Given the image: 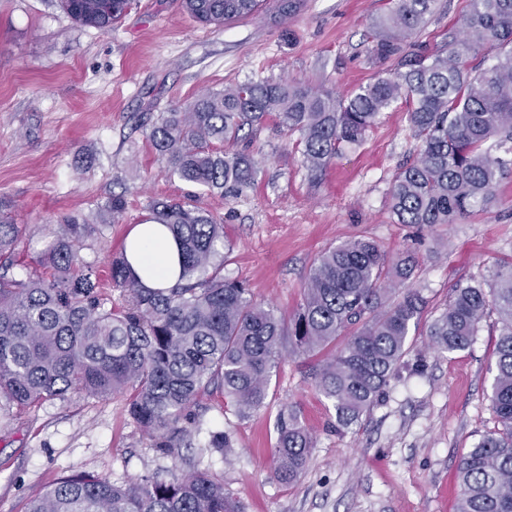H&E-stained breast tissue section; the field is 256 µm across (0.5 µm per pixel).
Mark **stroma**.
I'll use <instances>...</instances> for the list:
<instances>
[{
    "label": "stroma",
    "instance_id": "stroma-1",
    "mask_svg": "<svg viewBox=\"0 0 512 512\" xmlns=\"http://www.w3.org/2000/svg\"><path fill=\"white\" fill-rule=\"evenodd\" d=\"M390 0H300L281 19L264 11L223 28L194 22L181 0H138L109 33L78 26L57 0H0V201L22 224L12 275L32 272L61 220L93 222L81 251L121 306L110 260L153 200L184 198L190 184L169 170L146 132L160 112L248 81L291 77L344 96L378 69L368 34ZM469 0H436L417 39L444 47ZM260 161L241 196L201 194L198 204L224 226V274L255 300L291 315L310 270L327 248L374 241L388 255L412 253L410 279L427 304L411 329L405 364L384 397L345 432L318 391L315 358L284 350L266 406L237 415L221 393L198 410L199 430L179 457L163 455L130 419L126 399L69 394L35 410L0 406V512H22L58 478L94 472L123 483L194 468L223 473L241 512H456L455 463L497 427L489 400L500 323L488 308L472 344L441 352L426 334L457 284L479 282L512 261V175L490 211L435 227L398 223L388 192L419 142L397 101L358 147L322 177L302 163L296 139L274 122L248 132ZM125 201L120 222L98 213ZM299 411L313 436L305 472L284 484L272 476L281 410ZM228 432L232 449L213 453L209 435Z\"/></svg>",
    "mask_w": 512,
    "mask_h": 512
}]
</instances>
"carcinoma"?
I'll return each instance as SVG.
<instances>
[{
    "mask_svg": "<svg viewBox=\"0 0 512 512\" xmlns=\"http://www.w3.org/2000/svg\"><path fill=\"white\" fill-rule=\"evenodd\" d=\"M78 24L111 31L135 0H59ZM434 0H393L372 26L371 56L395 61L345 98L302 81H250L207 92L164 113L147 140L181 180L226 198L254 184L258 161L239 148L245 128L275 119L300 135L303 163L317 177L342 151L361 144L383 110L405 100L420 150L398 168L389 190L400 224H456L494 201L512 172V0H471L469 12L432 52L414 37ZM197 23L217 28L261 12L270 0H181ZM497 48L495 62L481 59ZM151 220L179 247L180 274L170 288L149 289L132 274L125 252L112 256V286L124 305L106 307L95 271L80 255L92 225L66 220L41 255L38 271L9 274L21 227L0 212V399L20 408L81 393L106 399L129 394L137 427L166 454L189 445L193 409L218 389L245 417L265 407L283 345L304 355L332 350L316 369L332 403L336 430L358 423L384 394L408 353L410 328L425 310L407 285L415 260L388 258L365 239L323 252L303 299L289 318L255 302L250 289L224 277V225L188 202L158 199ZM493 298L500 329L491 401L500 428L456 463V512H512V263L489 280L456 286L429 326L439 350L473 341ZM313 448L298 412L280 413L273 477L291 483ZM26 512H240L224 495L223 475L196 470L170 480L143 476L122 484L90 473L57 479L33 496Z\"/></svg>",
    "mask_w": 512,
    "mask_h": 512,
    "instance_id": "1",
    "label": "carcinoma"
}]
</instances>
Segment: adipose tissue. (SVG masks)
Returning a JSON list of instances; mask_svg holds the SVG:
<instances>
[{
	"label": "adipose tissue",
	"instance_id": "adipose-tissue-1",
	"mask_svg": "<svg viewBox=\"0 0 512 512\" xmlns=\"http://www.w3.org/2000/svg\"><path fill=\"white\" fill-rule=\"evenodd\" d=\"M125 250L134 274L148 288L173 285L179 272V252L168 229L147 222L130 231Z\"/></svg>",
	"mask_w": 512,
	"mask_h": 512
}]
</instances>
